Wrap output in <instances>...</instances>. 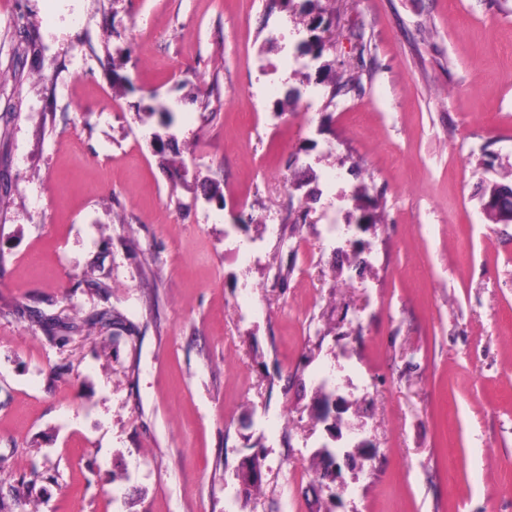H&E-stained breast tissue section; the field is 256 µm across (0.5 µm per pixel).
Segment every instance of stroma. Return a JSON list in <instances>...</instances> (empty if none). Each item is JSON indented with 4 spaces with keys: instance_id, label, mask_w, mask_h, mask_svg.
<instances>
[{
    "instance_id": "1",
    "label": "stroma",
    "mask_w": 512,
    "mask_h": 512,
    "mask_svg": "<svg viewBox=\"0 0 512 512\" xmlns=\"http://www.w3.org/2000/svg\"><path fill=\"white\" fill-rule=\"evenodd\" d=\"M318 5L0 0V512H512V0ZM323 22L322 17H313L307 25L306 29L309 32L308 37L297 46V53L299 56L312 55L319 57L326 47V42L322 36L317 34V30L321 27Z\"/></svg>"
}]
</instances>
